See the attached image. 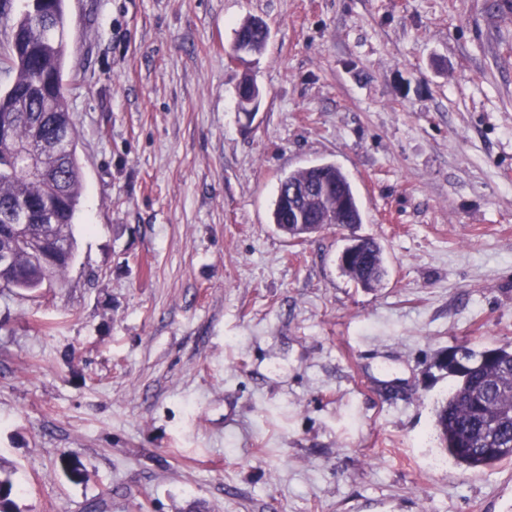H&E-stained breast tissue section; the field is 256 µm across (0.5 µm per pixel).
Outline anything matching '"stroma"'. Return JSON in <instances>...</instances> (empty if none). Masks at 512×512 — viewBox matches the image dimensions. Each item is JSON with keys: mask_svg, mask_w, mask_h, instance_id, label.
<instances>
[{"mask_svg": "<svg viewBox=\"0 0 512 512\" xmlns=\"http://www.w3.org/2000/svg\"><path fill=\"white\" fill-rule=\"evenodd\" d=\"M64 12L74 258L0 290L17 512H512V462L445 465L429 437L438 353L512 343V0ZM250 17L267 46L230 62ZM328 162L362 223L288 238L280 179ZM352 237L379 287L340 272ZM360 249L364 256L366 273L349 269L341 264L340 270L362 288H376L385 276L381 248L373 239L364 238Z\"/></svg>", "mask_w": 512, "mask_h": 512, "instance_id": "stroma-1", "label": "stroma"}]
</instances>
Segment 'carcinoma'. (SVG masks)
Segmentation results:
<instances>
[{"label":"carcinoma","instance_id":"obj_1","mask_svg":"<svg viewBox=\"0 0 512 512\" xmlns=\"http://www.w3.org/2000/svg\"><path fill=\"white\" fill-rule=\"evenodd\" d=\"M0 23L13 29L7 61L15 69L13 83L0 91V123L8 126L13 143L42 153L45 145L65 140L69 149L59 157L47 156L52 173L36 181L28 177L23 160L12 147L0 143V215L12 204L47 208L52 224H28L23 236L28 243L15 250L0 281L33 292L44 282L63 273L73 260L71 226L82 192V177L76 158L75 128L62 73L65 56L63 0H26L24 10L13 19L8 0H0ZM268 28L255 19L235 29L234 53L257 55L267 44ZM326 179L333 189L328 196L310 202L311 221L345 204L343 221L360 224L362 211L348 177L332 163L295 169L280 179L272 223L281 232L300 236L309 228H297L288 219V194L301 193ZM365 271L340 266L344 275L363 288L377 287L385 276L380 246L371 238L360 245ZM446 360L437 366L456 378V384L434 410L433 436L453 461L470 469H492L512 458V344L476 351L459 345L444 351ZM67 478L80 483L85 471L74 451L61 454ZM21 486L13 474L0 475V512H13L11 496Z\"/></svg>","mask_w":512,"mask_h":512}]
</instances>
